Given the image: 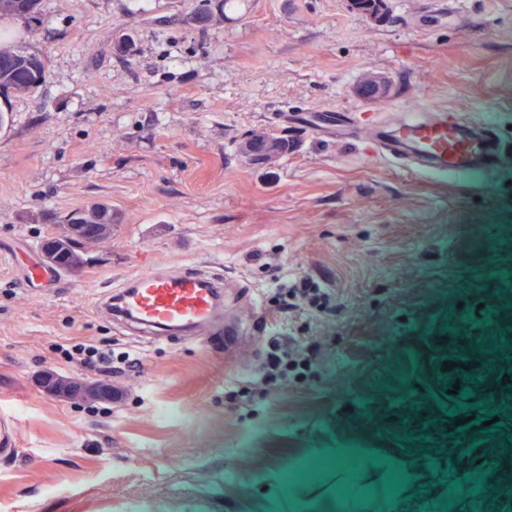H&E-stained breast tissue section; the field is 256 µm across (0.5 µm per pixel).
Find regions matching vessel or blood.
Instances as JSON below:
<instances>
[{"instance_id": "b4317fda", "label": "vessel or blood", "mask_w": 512, "mask_h": 512, "mask_svg": "<svg viewBox=\"0 0 512 512\" xmlns=\"http://www.w3.org/2000/svg\"><path fill=\"white\" fill-rule=\"evenodd\" d=\"M279 125H297L321 138L366 142V156L414 176H454L474 188L484 177L512 170V142L495 120L472 122L425 107L416 112H281ZM223 276L194 267L161 265L133 275L119 299L104 296L102 314L144 334L209 336L224 324Z\"/></svg>"}]
</instances>
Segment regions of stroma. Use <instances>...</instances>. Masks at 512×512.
<instances>
[{
  "mask_svg": "<svg viewBox=\"0 0 512 512\" xmlns=\"http://www.w3.org/2000/svg\"><path fill=\"white\" fill-rule=\"evenodd\" d=\"M385 0L380 20L351 0H238L206 29L189 0H40L35 19L0 21L7 43L49 55L33 94L0 95V416L16 442L0 452V512H295L281 495L284 460L310 458L358 433L366 452L419 448L446 496L449 462L478 466L446 512H472L486 470L512 459V415L492 432L486 387L460 394L437 349L461 331L481 345L512 334V280L491 319L456 326L462 281L512 266V173L466 189L411 178L357 146L274 125L291 111L447 108L496 114L512 134V0ZM387 94L366 98L369 73ZM267 132L289 151L253 165L240 141ZM103 202L112 235L76 273L31 284L39 244L75 209ZM160 264L199 265L237 286L233 322L254 332L199 342L140 335L98 310L106 293ZM308 278L336 295L330 325L299 312L301 341L329 331L310 373L271 387L259 369L277 287ZM77 342L137 362L99 373L64 359ZM361 348L374 366L352 362ZM52 371L108 383V402L47 393ZM361 424L347 420L358 393ZM313 512H422L419 483L362 503L339 478L305 489Z\"/></svg>",
  "mask_w": 512,
  "mask_h": 512,
  "instance_id": "stroma-1",
  "label": "stroma"
}]
</instances>
